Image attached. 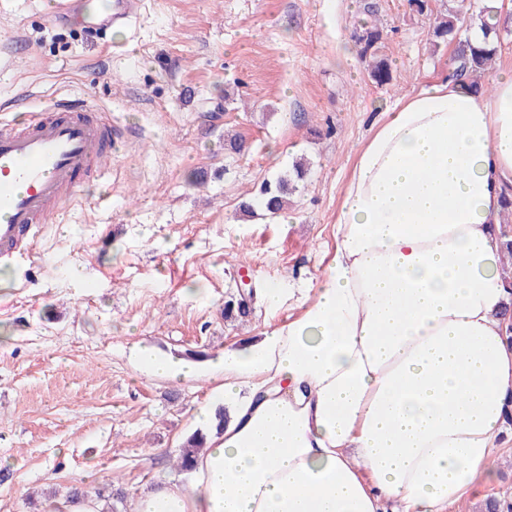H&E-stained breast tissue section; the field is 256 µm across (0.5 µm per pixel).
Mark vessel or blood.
Returning <instances> with one entry per match:
<instances>
[{
  "label": "vessel or blood",
  "instance_id": "obj_1",
  "mask_svg": "<svg viewBox=\"0 0 512 512\" xmlns=\"http://www.w3.org/2000/svg\"><path fill=\"white\" fill-rule=\"evenodd\" d=\"M53 22L126 27L145 0H53ZM127 131L102 119L83 93L57 98L24 125L0 118V259L31 256L41 224L69 205Z\"/></svg>",
  "mask_w": 512,
  "mask_h": 512
}]
</instances>
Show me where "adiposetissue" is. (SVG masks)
I'll return each instance as SVG.
<instances>
[{
    "instance_id": "ef3b65f1",
    "label": "adipose tissue",
    "mask_w": 512,
    "mask_h": 512,
    "mask_svg": "<svg viewBox=\"0 0 512 512\" xmlns=\"http://www.w3.org/2000/svg\"><path fill=\"white\" fill-rule=\"evenodd\" d=\"M512 195V70L397 101L355 152L336 252L298 315L225 348L189 482L132 512H448L496 474L512 409V290L500 216ZM154 376L196 363L136 351Z\"/></svg>"
}]
</instances>
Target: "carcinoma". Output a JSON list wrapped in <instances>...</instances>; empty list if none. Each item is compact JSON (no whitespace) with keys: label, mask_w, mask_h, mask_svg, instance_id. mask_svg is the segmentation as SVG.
Segmentation results:
<instances>
[{"label":"carcinoma","mask_w":512,"mask_h":512,"mask_svg":"<svg viewBox=\"0 0 512 512\" xmlns=\"http://www.w3.org/2000/svg\"><path fill=\"white\" fill-rule=\"evenodd\" d=\"M461 14L454 6V0H448V7L437 16L431 25L430 39L434 48L439 49L450 44L455 45L453 55L448 59V77L463 81L475 89H482L479 79L493 68L498 54L499 44H486L474 47L458 38ZM359 46V58L366 63L369 78L378 85H386L393 79L392 67L388 58L381 54L383 29L375 21L363 24L355 33ZM309 166L296 161L288 174L273 182L264 183L258 192L257 201L265 207L269 218L284 210L288 199L298 192L300 182L304 181ZM504 258L502 271L512 278V232L501 227ZM206 437L198 430L193 431L181 442L175 455V469L183 473L192 467L196 455L205 448Z\"/></svg>","instance_id":"carcinoma-1"}]
</instances>
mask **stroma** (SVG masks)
Instances as JSON below:
<instances>
[{
  "mask_svg": "<svg viewBox=\"0 0 512 512\" xmlns=\"http://www.w3.org/2000/svg\"><path fill=\"white\" fill-rule=\"evenodd\" d=\"M0 0V110L79 90L130 133L104 177L0 266V512H46L77 489L131 512L176 477L194 412L222 381L209 360L296 313L335 249L354 150L389 107L446 78L448 49L407 0H145L107 38ZM378 20L393 80L373 83L352 33ZM310 173L277 221L239 205L296 157ZM81 277H74V268ZM258 292L225 317L241 277ZM290 290L279 310L262 294ZM144 345L199 364L185 382L138 368Z\"/></svg>",
  "mask_w": 512,
  "mask_h": 512,
  "instance_id": "obj_1",
  "label": "stroma"
}]
</instances>
